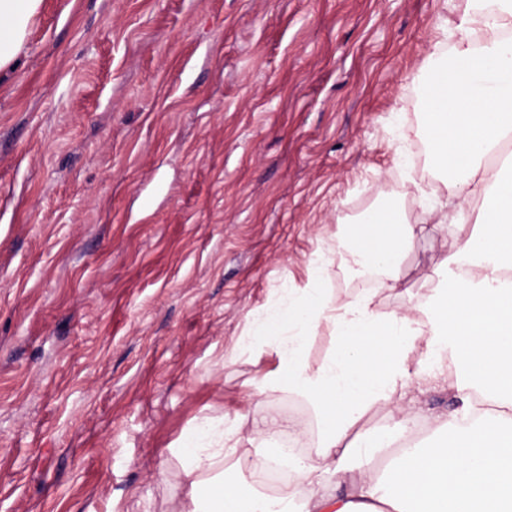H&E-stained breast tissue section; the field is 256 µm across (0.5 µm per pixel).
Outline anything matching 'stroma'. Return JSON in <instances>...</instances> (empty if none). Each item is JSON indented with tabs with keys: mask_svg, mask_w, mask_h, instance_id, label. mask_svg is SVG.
Segmentation results:
<instances>
[{
	"mask_svg": "<svg viewBox=\"0 0 512 512\" xmlns=\"http://www.w3.org/2000/svg\"><path fill=\"white\" fill-rule=\"evenodd\" d=\"M467 0H43L0 74V512H178L204 420L314 429L254 315L402 178ZM439 254L400 270L421 301Z\"/></svg>",
	"mask_w": 512,
	"mask_h": 512,
	"instance_id": "1",
	"label": "stroma"
}]
</instances>
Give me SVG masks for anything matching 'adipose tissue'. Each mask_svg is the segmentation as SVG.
I'll return each mask as SVG.
<instances>
[{
  "instance_id": "1",
  "label": "adipose tissue",
  "mask_w": 512,
  "mask_h": 512,
  "mask_svg": "<svg viewBox=\"0 0 512 512\" xmlns=\"http://www.w3.org/2000/svg\"><path fill=\"white\" fill-rule=\"evenodd\" d=\"M449 58L431 54L424 95L430 162L414 185L427 231L449 242L432 293L415 312H381L377 292L336 301L324 287L332 262L311 256L313 283L289 289L254 321L276 345L278 366L258 392L285 389L308 402L317 433L280 491L286 512H512V0H473ZM42 0H0V71L14 69ZM416 234L400 203L383 200L344 238L347 266L387 273ZM329 324L336 347L309 366L308 338ZM445 387L460 421L436 422L414 447L396 445L421 416L410 384ZM390 423L360 428L373 411ZM240 424L203 426L178 446L188 483L181 512H269L267 497L219 480L236 459ZM391 450L385 469L354 473L351 460ZM344 494L320 490L324 478Z\"/></svg>"
}]
</instances>
